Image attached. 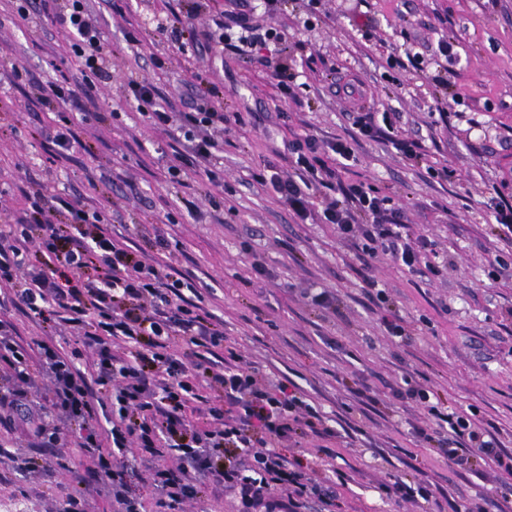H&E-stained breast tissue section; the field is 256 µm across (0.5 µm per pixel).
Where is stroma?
Instances as JSON below:
<instances>
[{
	"label": "stroma",
	"instance_id": "1",
	"mask_svg": "<svg viewBox=\"0 0 512 512\" xmlns=\"http://www.w3.org/2000/svg\"><path fill=\"white\" fill-rule=\"evenodd\" d=\"M112 50V82L98 86L93 115H68L82 145L59 155L45 135L55 114L28 106L30 79L79 74V63L50 22L17 21L0 0V59L28 78L0 75V230L25 209L34 184L88 205L111 198L122 217L114 232L132 249L166 260L195 282L203 304L224 320V334L268 381L297 386L341 437L309 435L288 454L333 486L341 512H495L512 496V475L481 481L461 470L415 432L430 418L410 399L393 397L405 380L430 388L450 409L474 411L512 453V245L493 233L499 199L512 198V0H292L278 18L288 39L256 58L181 52L156 28L157 18L183 11L184 0H88ZM138 29L130 47L124 32ZM455 55H436L440 39ZM422 53L421 67L408 60ZM298 75V102L279 96L273 65ZM193 67L219 92L225 111L244 122L224 135L223 189L205 173L186 184L166 180L183 141L151 129L123 97L127 75L153 82L173 98ZM336 73L358 88L351 99L329 93ZM447 85H440V78ZM362 106L389 113L388 137L367 140L348 113ZM348 143L337 160L336 184L365 183L400 208L410 232L431 245L441 274L428 278L364 254L359 241L333 225L299 222L253 172L288 169L295 136ZM418 141V164L398 152L397 138ZM104 174L89 187L87 174ZM222 197L223 221L213 197ZM195 198L188 212L181 198ZM181 243L160 249L156 237ZM265 268L255 275L254 266ZM375 277L384 289L365 287ZM327 290L336 307L312 304L306 289ZM398 318L403 337L385 321ZM64 470L30 480L28 501L14 500L16 459L0 456V512H60L67 495L85 492L95 512H113L101 482L79 448L62 449ZM431 484L430 500L407 502L388 485Z\"/></svg>",
	"mask_w": 512,
	"mask_h": 512
}]
</instances>
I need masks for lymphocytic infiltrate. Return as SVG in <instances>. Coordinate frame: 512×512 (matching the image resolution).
<instances>
[{
    "mask_svg": "<svg viewBox=\"0 0 512 512\" xmlns=\"http://www.w3.org/2000/svg\"><path fill=\"white\" fill-rule=\"evenodd\" d=\"M239 12L216 13L212 26L199 32L190 23L200 4L185 14L158 20L156 28L177 48L200 45L245 57L253 50L284 42L285 32L252 25L248 0ZM20 20L38 14L61 29L82 68L78 79L62 84L37 82L33 100L51 109L91 98L95 83H110L100 24L86 0H19ZM212 89L192 75L178 99L161 96L145 79L127 78L126 102L156 131L179 132L189 150L168 166L172 181H182L194 160H212L221 136L240 113L221 112ZM294 173L259 174L289 210L306 219L309 191L329 186L336 177L332 157L350 158L346 142L318 141L300 135L288 143ZM24 215L9 233L0 232V311L22 308L38 320L45 337L27 343L13 324L0 320V425L20 424L29 447L64 448L76 443L103 478L116 512H180L187 501L206 505L211 493L239 497L243 512H339L332 488L308 477L299 459L288 458L285 443L315 433L335 436L319 412L299 392L263 384L234 348L225 347L224 322L195 299L194 283L174 277L169 265L130 251L125 237L105 231L108 215L88 208L81 197L64 198L40 188L29 196ZM324 223L344 238L362 237L368 254L383 252L396 265L438 275L426 259L424 237L405 231L404 214L364 184L329 199ZM70 327L76 344L64 349L53 338ZM187 350H171L174 339ZM136 351L115 350L116 342ZM225 347L223 360L201 355L204 347ZM220 389L219 400H201L200 388ZM440 428H418V436L457 465L472 458L492 461L512 475V453L503 452L494 435L476 431L470 419L432 401L419 386L407 389ZM196 407L205 420L197 427L187 416ZM173 455L177 468L168 467ZM146 462L155 490L145 505L132 485L129 459Z\"/></svg>",
    "mask_w": 512,
    "mask_h": 512,
    "instance_id": "lymphocytic-infiltrate-1",
    "label": "lymphocytic infiltrate"
}]
</instances>
